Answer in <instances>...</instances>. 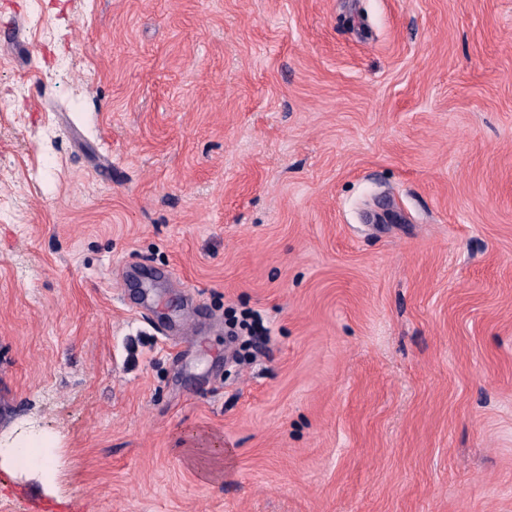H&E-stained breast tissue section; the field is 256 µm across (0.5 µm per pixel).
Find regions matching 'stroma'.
Listing matches in <instances>:
<instances>
[{
  "label": "stroma",
  "instance_id": "35a3bbf8",
  "mask_svg": "<svg viewBox=\"0 0 512 512\" xmlns=\"http://www.w3.org/2000/svg\"><path fill=\"white\" fill-rule=\"evenodd\" d=\"M15 18L0 512H512V0Z\"/></svg>",
  "mask_w": 512,
  "mask_h": 512
}]
</instances>
